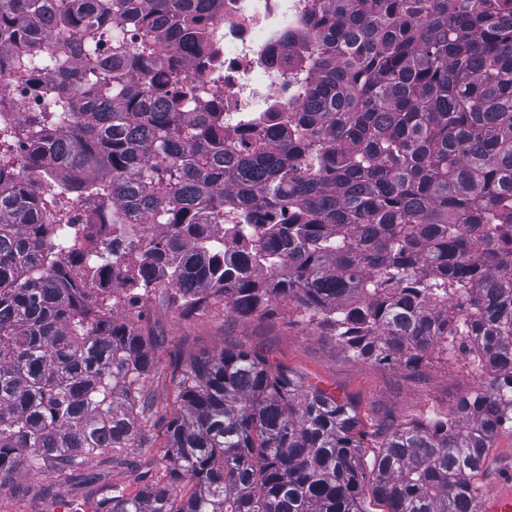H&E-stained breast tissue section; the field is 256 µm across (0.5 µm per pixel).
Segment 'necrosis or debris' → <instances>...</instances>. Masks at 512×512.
Listing matches in <instances>:
<instances>
[{"instance_id":"obj_1","label":"necrosis or debris","mask_w":512,"mask_h":512,"mask_svg":"<svg viewBox=\"0 0 512 512\" xmlns=\"http://www.w3.org/2000/svg\"><path fill=\"white\" fill-rule=\"evenodd\" d=\"M307 0H211L201 28L211 53L199 57L195 46H183L178 66L185 83L224 89L221 112L224 134L235 137L239 112H285L301 98L290 80L288 62L300 51L288 33L297 29ZM48 98L33 94L11 77H0V128L18 123L22 114L41 112Z\"/></svg>"}]
</instances>
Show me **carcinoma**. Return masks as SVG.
<instances>
[{
  "mask_svg": "<svg viewBox=\"0 0 512 512\" xmlns=\"http://www.w3.org/2000/svg\"><path fill=\"white\" fill-rule=\"evenodd\" d=\"M207 3L0 0V72L57 101L0 134L28 143L0 164V491L92 483L93 457L134 447L155 362L122 309L165 290L186 313L283 308L407 369L469 338L479 377L380 425L367 472L349 402L257 351L191 353L160 478L92 512H365L368 477L386 512H478L512 430V0H316L304 97L237 140L188 111L224 89L172 63ZM512 471V434L504 432L498 436L490 449L488 464L484 473L478 478L480 495L486 492L499 477Z\"/></svg>",
  "mask_w": 512,
  "mask_h": 512,
  "instance_id": "carcinoma-1",
  "label": "carcinoma"
}]
</instances>
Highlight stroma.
Here are the masks:
<instances>
[{
    "label": "stroma",
    "mask_w": 512,
    "mask_h": 512,
    "mask_svg": "<svg viewBox=\"0 0 512 512\" xmlns=\"http://www.w3.org/2000/svg\"><path fill=\"white\" fill-rule=\"evenodd\" d=\"M130 319L151 334L157 360L143 382L156 414L141 448L125 450L130 460L162 455L174 399L171 362L198 349L235 346L259 351L350 402L363 423L367 467L373 462V431L381 419L414 422L446 413L476 381L465 360L453 353L415 370L363 361L315 326L294 322L283 309L251 319L220 308L187 315L160 291ZM97 493L94 486L61 487L55 475L46 472L6 484L0 490V512H71L73 505L91 501Z\"/></svg>",
    "instance_id": "stroma-1"
}]
</instances>
